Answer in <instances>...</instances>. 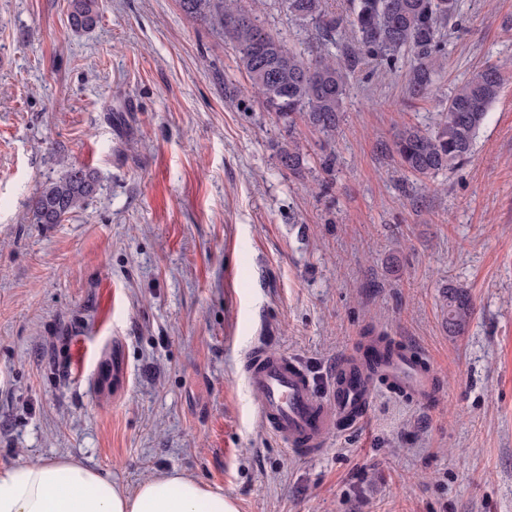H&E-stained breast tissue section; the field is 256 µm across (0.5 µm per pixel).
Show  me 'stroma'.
I'll list each match as a JSON object with an SVG mask.
<instances>
[{
	"label": "stroma",
	"instance_id": "stroma-1",
	"mask_svg": "<svg viewBox=\"0 0 512 512\" xmlns=\"http://www.w3.org/2000/svg\"><path fill=\"white\" fill-rule=\"evenodd\" d=\"M68 4L0 0V466L68 458L129 489L176 469L237 512H512V0H458L426 98L405 70L359 66L329 141L269 112L179 0H99L86 31ZM259 11L314 46L280 0ZM488 64L507 80L470 161L402 169L396 128L431 123ZM291 139L298 176L279 165ZM73 164L97 194L27 223ZM451 285L474 300L460 336ZM369 334L436 364L435 404L378 384L360 429L286 451L251 352L297 359L323 391ZM446 310L445 326L448 333L461 335L468 326L474 313L470 295L462 288L448 287L443 295Z\"/></svg>",
	"mask_w": 512,
	"mask_h": 512
}]
</instances>
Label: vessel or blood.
I'll return each mask as SVG.
<instances>
[{"label": "vessel or blood", "instance_id": "b4317fda", "mask_svg": "<svg viewBox=\"0 0 512 512\" xmlns=\"http://www.w3.org/2000/svg\"><path fill=\"white\" fill-rule=\"evenodd\" d=\"M435 374L433 364L421 355L382 361L358 353L337 363L329 392L322 395L295 359L262 349L250 358L246 382L258 394L259 416L271 432L290 452L315 456L335 430L363 425L376 379L430 404L436 399Z\"/></svg>", "mask_w": 512, "mask_h": 512}]
</instances>
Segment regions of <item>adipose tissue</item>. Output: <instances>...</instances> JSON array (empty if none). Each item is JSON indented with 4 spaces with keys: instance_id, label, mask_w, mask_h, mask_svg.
Wrapping results in <instances>:
<instances>
[{
    "instance_id": "adipose-tissue-1",
    "label": "adipose tissue",
    "mask_w": 512,
    "mask_h": 512,
    "mask_svg": "<svg viewBox=\"0 0 512 512\" xmlns=\"http://www.w3.org/2000/svg\"><path fill=\"white\" fill-rule=\"evenodd\" d=\"M0 512H236L222 491L172 471L134 490L109 473L70 459L0 467Z\"/></svg>"
}]
</instances>
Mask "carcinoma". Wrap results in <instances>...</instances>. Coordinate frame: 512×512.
<instances>
[{
  "label": "carcinoma",
  "mask_w": 512,
  "mask_h": 512,
  "mask_svg": "<svg viewBox=\"0 0 512 512\" xmlns=\"http://www.w3.org/2000/svg\"><path fill=\"white\" fill-rule=\"evenodd\" d=\"M289 18L315 27V56L305 58L288 42L269 32L254 13L239 8L237 0H179L181 9L208 19L231 41L239 67L268 108L294 123L300 115L325 137L336 133L343 101L354 67L374 60L391 68L403 51L413 55L407 73L412 99L426 97L446 51L445 29L457 14V0H351L349 13L329 10L327 0H284ZM69 20L77 30L90 29L99 20L98 0H69ZM353 33L351 46L336 58V34ZM505 74L496 65L473 72L448 95V106L430 127L405 124L394 135L392 151L400 165L418 177L465 165L491 106L498 99ZM280 165L300 172V146L288 142L279 153ZM98 188V176L84 166H71L59 178L44 184L32 197L31 224H60L82 207ZM448 333L458 336L474 313L470 295L448 287L443 295Z\"/></svg>",
  "instance_id": "obj_1"
}]
</instances>
